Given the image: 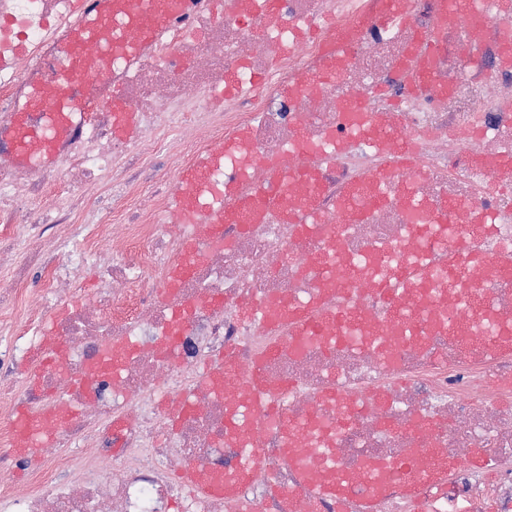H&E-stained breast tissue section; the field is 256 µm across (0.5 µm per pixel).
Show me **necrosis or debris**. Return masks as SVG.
Wrapping results in <instances>:
<instances>
[{
  "instance_id": "obj_1",
  "label": "necrosis or debris",
  "mask_w": 512,
  "mask_h": 512,
  "mask_svg": "<svg viewBox=\"0 0 512 512\" xmlns=\"http://www.w3.org/2000/svg\"><path fill=\"white\" fill-rule=\"evenodd\" d=\"M441 6L410 0L381 24L383 0H188L152 44L113 61L111 83L84 80L97 107L76 113L54 162L23 166L0 148V311L11 314L0 347L13 355L0 403L26 406L46 437L33 491L0 492V512H170L178 500L185 512H237L188 498L173 477L235 458L225 380L194 374L227 356L238 375L262 362L290 418L334 427L315 451L340 474L430 448L455 466L446 493L426 491L428 512H512V353L471 341L512 322V268L443 262L463 242L490 259L512 246V71L499 64L512 17L485 0L484 17L443 29ZM75 22L71 0H0V127L58 65ZM343 31L351 40L329 54ZM420 38L440 50L415 91L401 68ZM111 85L138 121L124 143L112 138ZM269 158L287 168L288 191L259 222L237 223ZM187 167L205 181L186 212ZM312 205L321 226L283 222ZM451 213L459 237L420 251L429 221ZM324 255L336 263L328 286ZM414 260L438 275L418 277L407 300L446 297L436 320L396 321L376 292ZM89 269L97 290L73 305ZM251 299L358 312L369 329L360 343L340 335L334 350L298 354L285 326L243 319ZM244 435L266 450L245 495L283 512L264 492L269 472L295 483L280 433ZM63 448L92 451L77 481L59 476ZM475 448L488 471L469 467Z\"/></svg>"
}]
</instances>
